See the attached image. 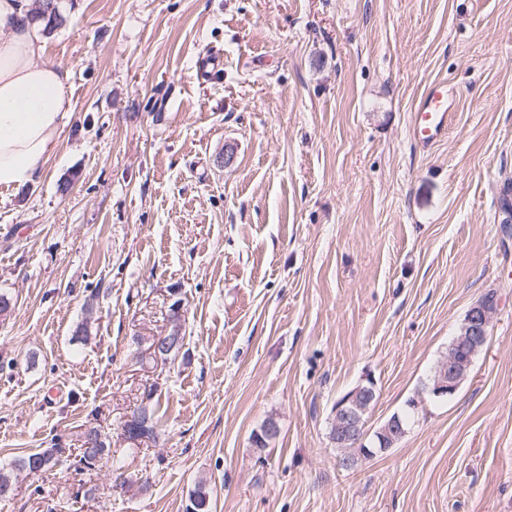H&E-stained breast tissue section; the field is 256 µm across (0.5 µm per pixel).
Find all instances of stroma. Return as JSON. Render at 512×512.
I'll list each match as a JSON object with an SVG mask.
<instances>
[{"label":"stroma","mask_w":512,"mask_h":512,"mask_svg":"<svg viewBox=\"0 0 512 512\" xmlns=\"http://www.w3.org/2000/svg\"><path fill=\"white\" fill-rule=\"evenodd\" d=\"M53 5L73 114L0 189V467L62 454L0 512H185L202 479L213 512H512V0ZM438 80L457 115L424 150L409 124ZM490 292L455 395L343 466L336 401L372 380L374 433ZM176 300L185 348L141 364ZM147 383L165 440L124 454L117 492L111 463L76 468L78 435L119 436Z\"/></svg>","instance_id":"1"}]
</instances>
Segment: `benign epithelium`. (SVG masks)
I'll use <instances>...</instances> for the list:
<instances>
[{"instance_id": "obj_1", "label": "benign epithelium", "mask_w": 512, "mask_h": 512, "mask_svg": "<svg viewBox=\"0 0 512 512\" xmlns=\"http://www.w3.org/2000/svg\"><path fill=\"white\" fill-rule=\"evenodd\" d=\"M493 315L494 310L483 302L471 306L466 315L465 326L454 339V342L465 348L466 356L459 358L451 353L436 366L433 384L428 390L430 395L449 398L457 392L469 374L473 357L482 351L489 340ZM182 343L181 333L166 331L149 340L148 351L160 361L168 358ZM377 399L375 384L367 379L336 401L333 410V436L337 447L344 448L365 435L366 414ZM378 433L389 447L399 443L405 435L401 425L393 419L382 425Z\"/></svg>"}]
</instances>
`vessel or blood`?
Returning <instances> with one entry per match:
<instances>
[{"label": "vessel or blood", "mask_w": 512, "mask_h": 512, "mask_svg": "<svg viewBox=\"0 0 512 512\" xmlns=\"http://www.w3.org/2000/svg\"><path fill=\"white\" fill-rule=\"evenodd\" d=\"M457 91L447 82L432 83L413 110L411 134L421 147L440 141L453 123Z\"/></svg>", "instance_id": "obj_1"}]
</instances>
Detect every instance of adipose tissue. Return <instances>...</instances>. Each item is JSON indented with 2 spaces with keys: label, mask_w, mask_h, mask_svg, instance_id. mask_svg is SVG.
Instances as JSON below:
<instances>
[{
  "label": "adipose tissue",
  "mask_w": 512,
  "mask_h": 512,
  "mask_svg": "<svg viewBox=\"0 0 512 512\" xmlns=\"http://www.w3.org/2000/svg\"><path fill=\"white\" fill-rule=\"evenodd\" d=\"M30 0H0V186L31 182L72 116L66 74L44 58Z\"/></svg>",
  "instance_id": "obj_1"
}]
</instances>
